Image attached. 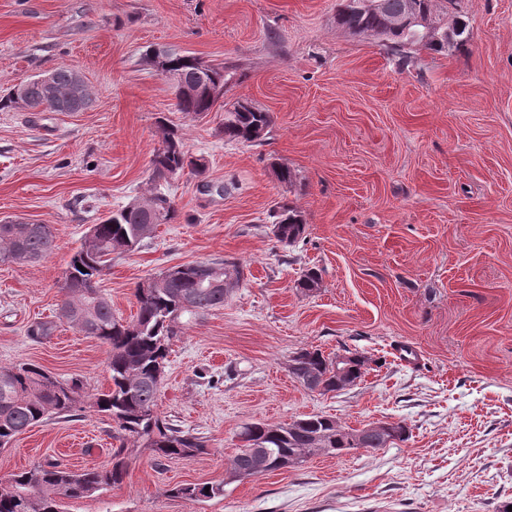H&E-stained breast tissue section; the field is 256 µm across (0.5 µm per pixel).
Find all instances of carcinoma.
Here are the masks:
<instances>
[{
  "instance_id": "1",
  "label": "carcinoma",
  "mask_w": 512,
  "mask_h": 512,
  "mask_svg": "<svg viewBox=\"0 0 512 512\" xmlns=\"http://www.w3.org/2000/svg\"><path fill=\"white\" fill-rule=\"evenodd\" d=\"M416 7L427 16L432 27L429 39L416 37L391 25L393 18ZM336 25L348 34L376 40L400 49L422 46L435 52L462 47L469 39L468 25L462 16L447 22L437 12L434 0H346L336 13ZM166 62L180 73L185 85L196 88L209 84L224 85V66L212 65L198 57L165 50ZM71 67L53 71L52 88L37 77L17 85L0 98V109L17 108L19 103L34 112H80L91 102L88 88L73 96L74 75ZM177 110L191 116L211 111L213 102L202 93L176 94ZM272 123L270 113L248 102H236L224 112V140L255 143L263 139ZM195 175L206 171L200 158L183 151L178 131L168 129L163 145L150 159V195L135 199L99 224L95 235L85 240L71 257L61 289L59 316L85 335L108 348L109 388L94 397L91 407L112 417L124 436L142 438L160 458L193 456L204 450L199 437L162 422L155 414L168 341L175 334L181 318L192 319L221 308L230 289L212 284L224 277L217 269L227 268L241 277L234 262H194L144 288L137 284L134 296L138 310L132 330L112 312L111 302L98 288L99 278L111 265L112 253L132 251L147 237L142 229L155 222L169 224L176 220L174 201L158 189V184L185 169ZM272 231L278 242L294 245L306 232L302 212L285 202L277 203L269 213ZM55 247V235L49 224H0V261L26 263L46 256ZM290 374L305 389L339 391L357 383L364 374L363 363H356L347 377H339L335 361L319 350L302 349L292 359ZM82 382L75 378L62 382L51 380L35 364L0 366V448L7 447L18 435L50 416L69 417L83 410ZM242 445L232 460L230 476L234 480L261 474L254 465L256 447L270 450L276 458H286L296 466L315 448L340 455L354 448V433L323 415H311L290 423L270 425L255 422L242 427ZM125 446L114 449L108 469L72 470L58 463L39 464L14 473L0 486V512H63L67 500L92 497L123 481L127 472ZM176 497L204 502L224 495V485L183 484L171 489Z\"/></svg>"
}]
</instances>
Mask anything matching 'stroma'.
I'll return each instance as SVG.
<instances>
[{"label": "stroma", "mask_w": 512, "mask_h": 512, "mask_svg": "<svg viewBox=\"0 0 512 512\" xmlns=\"http://www.w3.org/2000/svg\"><path fill=\"white\" fill-rule=\"evenodd\" d=\"M341 0H0V94L68 66L92 93L81 112L0 111V217L51 225L54 250L0 262V366L35 364L106 391L108 349L58 316L60 283L86 233L145 197L164 128L204 157L166 189L175 222L113 254L100 288L116 316L138 282L196 261L239 263L223 308L178 324L156 413L203 437L204 452L156 459L118 442L85 408L0 450V482L45 461L105 468L125 445L127 475L67 512H500L512 503V0H458L464 50H398L336 26ZM224 63L211 112L175 109L148 47ZM269 112L262 141H225L224 112ZM293 184L281 183L279 166ZM301 210L305 241H277L268 213ZM320 275L307 292L297 281ZM47 323L45 336L31 328ZM414 354L403 357L401 347ZM365 359L356 385L305 389L301 349ZM360 429L400 421L383 448L230 479L244 424L310 415ZM223 484L202 503L182 484Z\"/></svg>", "instance_id": "1"}]
</instances>
